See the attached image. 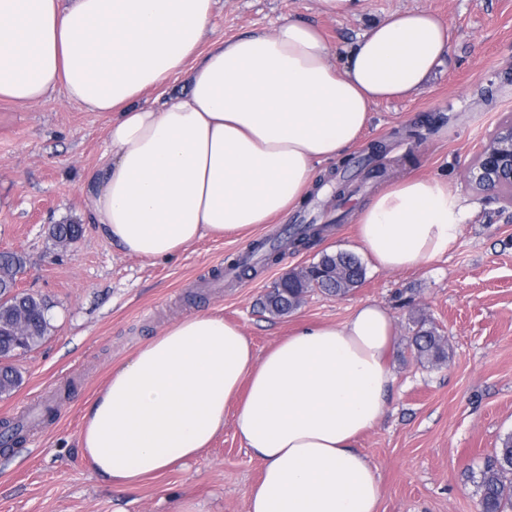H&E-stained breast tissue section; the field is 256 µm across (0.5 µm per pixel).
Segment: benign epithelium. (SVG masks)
Returning a JSON list of instances; mask_svg holds the SVG:
<instances>
[{
	"instance_id": "obj_1",
	"label": "benign epithelium",
	"mask_w": 512,
	"mask_h": 512,
	"mask_svg": "<svg viewBox=\"0 0 512 512\" xmlns=\"http://www.w3.org/2000/svg\"><path fill=\"white\" fill-rule=\"evenodd\" d=\"M465 179L484 193L506 195L512 200V116L503 119L482 147Z\"/></svg>"
}]
</instances>
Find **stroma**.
I'll list each match as a JSON object with an SVG mask.
<instances>
[{
    "instance_id": "stroma-1",
    "label": "stroma",
    "mask_w": 512,
    "mask_h": 512,
    "mask_svg": "<svg viewBox=\"0 0 512 512\" xmlns=\"http://www.w3.org/2000/svg\"><path fill=\"white\" fill-rule=\"evenodd\" d=\"M429 10L450 27V51L426 86L405 100L374 106L358 145L323 164L346 173L349 189H314L295 210L253 234L205 237L169 260L125 254L90 224V174L107 160V116L57 91L46 104L0 101V252L24 254L20 291L49 304L50 331L14 359L22 383L0 398V424L20 421L24 439L0 447V512H248L262 463L237 435L232 415L196 458L112 489L83 457L86 407L109 375L181 319L216 313L239 325L256 355L306 324L342 323L362 302L395 320L396 386L377 425L357 448L377 467L380 512H478L480 471L512 434V206L474 191L467 167L512 114V0H363L360 12L333 15L320 0H216L210 39L273 31L284 19L318 26L342 51L394 12ZM439 177L468 212L448 252L412 270L367 267L347 297L306 294L274 317L258 300L289 270L322 252L361 253L359 210L403 177ZM326 230L305 249H289L268 271L209 283L217 263L234 262L289 224ZM56 224L83 232L60 246ZM446 337L448 360L416 359L410 338L419 320Z\"/></svg>"
}]
</instances>
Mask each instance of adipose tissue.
<instances>
[{"label": "adipose tissue", "mask_w": 512, "mask_h": 512, "mask_svg": "<svg viewBox=\"0 0 512 512\" xmlns=\"http://www.w3.org/2000/svg\"><path fill=\"white\" fill-rule=\"evenodd\" d=\"M214 0H0V100L57 90L106 112L107 162L90 177V221L126 254L168 259L208 234L271 223L316 169L359 140L375 105L424 87L449 52L426 10L373 24L342 63L315 25L284 20L205 43ZM187 76V93L146 99ZM466 213L441 178H404L359 213L385 270L447 252ZM395 323L374 302L338 325H305L256 356L240 326L191 315L113 370L85 413L81 447L127 489L188 461L226 410L263 464L249 512H378L375 465L355 443L395 387Z\"/></svg>", "instance_id": "1"}]
</instances>
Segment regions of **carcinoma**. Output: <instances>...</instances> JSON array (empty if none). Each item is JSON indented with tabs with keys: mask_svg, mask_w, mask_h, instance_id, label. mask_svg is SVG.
<instances>
[{
	"mask_svg": "<svg viewBox=\"0 0 512 512\" xmlns=\"http://www.w3.org/2000/svg\"><path fill=\"white\" fill-rule=\"evenodd\" d=\"M325 226L307 224L295 237V246L306 247L320 238ZM81 227L77 224H56L53 239L63 245L78 240ZM322 265L329 271L320 283V289L337 297H344L358 287L365 278L360 259L346 251L324 252L316 262L294 273L290 279H279L265 293L266 312L282 316L296 310L308 293L303 279L311 267ZM27 259L17 252L0 253V397L10 396L20 385L21 376L11 365L16 356L37 347L50 328L47 305L44 300L16 291L19 277L25 272ZM416 357L421 362L442 364L447 361V342L433 326L420 324L411 339ZM482 512H512V435L502 439L494 455L484 464L479 483Z\"/></svg>",
	"mask_w": 512,
	"mask_h": 512,
	"instance_id": "cac0c4a2",
	"label": "carcinoma"
}]
</instances>
